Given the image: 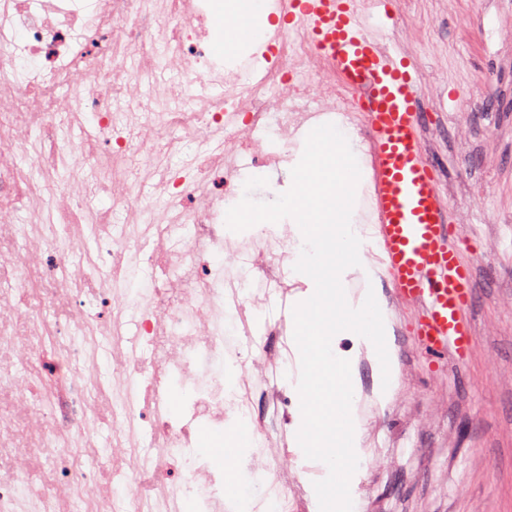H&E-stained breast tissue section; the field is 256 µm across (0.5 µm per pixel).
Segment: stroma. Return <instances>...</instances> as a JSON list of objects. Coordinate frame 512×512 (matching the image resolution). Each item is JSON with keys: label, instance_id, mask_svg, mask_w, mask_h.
<instances>
[{"label": "stroma", "instance_id": "1", "mask_svg": "<svg viewBox=\"0 0 512 512\" xmlns=\"http://www.w3.org/2000/svg\"><path fill=\"white\" fill-rule=\"evenodd\" d=\"M393 43L415 68L451 234L476 269L474 328L468 354L431 371L405 334L411 305L388 298L398 374L387 406L373 361L363 354L355 366L369 456L361 512H512V0H412ZM249 288L270 296L264 315L282 324L308 286L292 276L282 296L259 278ZM294 345L268 338L277 385L258 383L253 396L270 444L291 459Z\"/></svg>", "mask_w": 512, "mask_h": 512}]
</instances>
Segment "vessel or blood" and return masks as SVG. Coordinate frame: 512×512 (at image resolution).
Returning <instances> with one entry per match:
<instances>
[{
	"mask_svg": "<svg viewBox=\"0 0 512 512\" xmlns=\"http://www.w3.org/2000/svg\"><path fill=\"white\" fill-rule=\"evenodd\" d=\"M359 98L371 183L362 205L394 295L414 303L410 334L429 366L470 349L475 271L451 242L435 161L424 148L417 80L384 47L397 22L392 0H267Z\"/></svg>",
	"mask_w": 512,
	"mask_h": 512,
	"instance_id": "b4317fda",
	"label": "vessel or blood"
}]
</instances>
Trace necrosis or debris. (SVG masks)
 I'll return each mask as SVG.
<instances>
[{
    "mask_svg": "<svg viewBox=\"0 0 512 512\" xmlns=\"http://www.w3.org/2000/svg\"><path fill=\"white\" fill-rule=\"evenodd\" d=\"M211 0H0V512H180L202 494L224 512V475L196 454L199 422L253 419L247 397L273 382L264 342L225 388L224 311L262 301L239 282L279 280L286 231L229 250L224 213L231 156L271 169L311 107L348 114L350 89L305 77L316 60L297 34L273 41L261 77L224 67L208 35ZM26 59L37 68H23ZM220 85V97L201 87ZM278 127L280 152L256 133ZM111 200L96 223L85 203ZM239 266L238 281L212 265ZM151 286L138 302L130 268ZM105 348L109 371L94 354ZM180 378L191 403L169 408ZM259 468L288 470L264 492L274 512H310L306 472L277 449Z\"/></svg>",
    "mask_w": 512,
    "mask_h": 512,
    "instance_id": "4bbe7bcc",
    "label": "necrosis or debris"
}]
</instances>
